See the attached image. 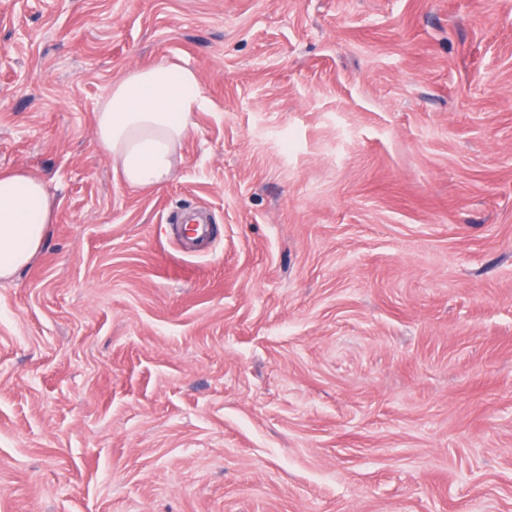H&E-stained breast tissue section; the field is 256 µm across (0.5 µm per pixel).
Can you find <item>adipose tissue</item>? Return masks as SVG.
<instances>
[{"label":"adipose tissue","instance_id":"ef3b65f1","mask_svg":"<svg viewBox=\"0 0 512 512\" xmlns=\"http://www.w3.org/2000/svg\"><path fill=\"white\" fill-rule=\"evenodd\" d=\"M205 106L195 72L161 60L113 84L96 114V139L126 184L155 188L183 164L193 117ZM55 211L41 179L22 169L0 172V279L31 262Z\"/></svg>","mask_w":512,"mask_h":512}]
</instances>
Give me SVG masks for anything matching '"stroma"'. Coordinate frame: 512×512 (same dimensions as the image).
Segmentation results:
<instances>
[{"mask_svg": "<svg viewBox=\"0 0 512 512\" xmlns=\"http://www.w3.org/2000/svg\"><path fill=\"white\" fill-rule=\"evenodd\" d=\"M162 59L208 105L135 189L95 114ZM17 168L0 512H512V0H0ZM56 205L43 181L23 169L0 172V279L27 266L41 248Z\"/></svg>", "mask_w": 512, "mask_h": 512, "instance_id": "1", "label": "stroma"}]
</instances>
